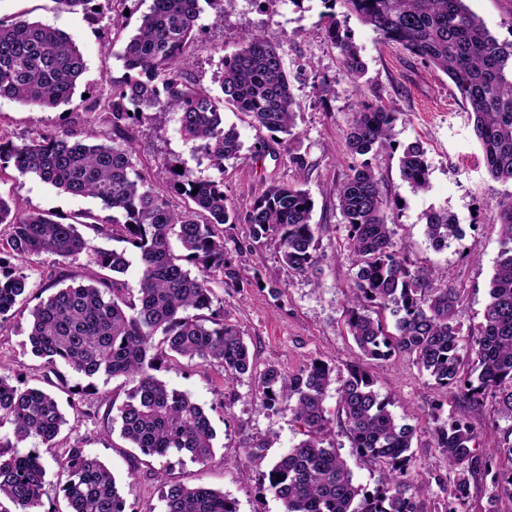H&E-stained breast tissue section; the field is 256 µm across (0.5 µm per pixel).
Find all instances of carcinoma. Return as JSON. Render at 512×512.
Instances as JSON below:
<instances>
[{
	"instance_id": "obj_1",
	"label": "carcinoma",
	"mask_w": 512,
	"mask_h": 512,
	"mask_svg": "<svg viewBox=\"0 0 512 512\" xmlns=\"http://www.w3.org/2000/svg\"><path fill=\"white\" fill-rule=\"evenodd\" d=\"M97 0H57L63 11L91 13ZM326 31L351 78L364 71L346 20L355 17L379 42L398 45L442 71L452 82L473 120L486 170L498 182L512 183V40L500 41L466 5V0H322ZM200 0H152L136 33L119 55L127 78L112 85L103 109L105 132L89 128L43 133L20 144L0 134V169L11 164L73 196L101 203L104 217L85 225L63 223L40 212L21 213L0 196V224H6L8 250H0V328L26 301L29 276L12 264L49 253L63 260L84 259L85 284H72L28 310L24 352L56 369L63 364L89 379L70 389L69 407L90 417L97 413L89 396L92 379L122 377L130 384L126 399L111 404L112 425L130 447L160 459L187 455L205 464L213 458L214 429L204 408L187 393L170 387L157 372L173 357L216 364L231 376L253 371L243 333L224 321L214 307L211 283L219 273L238 280L234 254L269 237L279 238L281 260L300 275L316 271L318 236L324 226L312 222L310 193L273 185L240 211L224 194V162L241 149L233 127L224 125V109L234 108L253 126L280 142L294 137L300 102L284 64L283 47L249 33L241 46L224 55L219 93L192 87L186 79V46L198 29ZM86 70L73 36L39 21H0V98L22 101L39 110L70 101ZM177 115L186 141L202 152L217 178H200L188 167L169 169L168 188L186 197L182 213L170 209L165 193L138 170L133 127L147 113ZM396 113L365 105L352 113L345 131L349 152L365 157L392 148ZM402 180L419 192L430 188L426 150L418 142L402 148ZM197 193H192V190ZM346 224L356 267L348 300L347 326L358 349L340 378L314 361L296 374L276 364L258 376L260 408L287 411L304 439L268 461L253 445L251 461L261 470V489L278 499L283 512H469L471 482L491 477L493 492L484 512H512V426L495 445L472 449L476 434L465 414L434 419L435 447L448 466L451 500L440 504L430 486L417 483L409 454L416 428L400 425L380 398L363 367L369 359L414 357L437 389L453 390L468 405L490 397L499 417L512 422V196L500 203L501 249L490 280L488 301L478 333L462 353L461 329L453 319L459 290L447 273L413 264L395 241L379 179L364 160L330 189ZM242 221L249 237L227 246L223 226ZM425 234L438 249L457 238L445 211L427 216ZM100 239L120 240L135 252L139 266L136 292L119 275L129 268L126 251L108 249ZM178 242L175 253L172 242ZM393 320L373 318L372 310ZM338 384L335 415L352 448L366 465L387 469L385 483L372 492L355 484L347 461L324 434L332 424L325 406L329 388ZM0 501L16 512H41L46 463L34 451L18 452L30 439L48 448L59 442L68 419L57 397L42 388L16 385L0 374ZM66 474L62 491L67 512H127L111 470L80 447L57 461ZM164 512H238L234 500L206 487L166 483Z\"/></svg>"
}]
</instances>
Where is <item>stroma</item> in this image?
<instances>
[{"mask_svg": "<svg viewBox=\"0 0 512 512\" xmlns=\"http://www.w3.org/2000/svg\"><path fill=\"white\" fill-rule=\"evenodd\" d=\"M151 4L152 0H140L137 11L130 13L123 0H104L100 13L93 15L60 10L56 0H0V21H41L58 27L75 38L87 64L67 106L41 111L0 98V132L18 142L49 131L83 130L91 118V102L126 78L118 55L135 34L140 13ZM467 4L493 36L512 40V0H467ZM202 8L199 31L186 49L191 60L189 82L218 92L224 54L238 49L247 33L256 32L270 43L284 45L286 67L301 104L290 146L272 142L263 149L257 145L259 133L249 117L225 109L224 124L235 127L242 144L238 157L224 164L225 195L242 205L272 184L296 185L314 201V223L326 227L319 237L316 275L290 271L280 259L277 240L269 238L236 257V284L214 286L225 321L242 331L256 368L275 363L293 374L322 360L342 376L355 359L357 348L347 333L345 317L356 269L347 230L329 190L356 163L347 150L345 130L364 98L397 113V144L417 141L427 152L430 188L425 192H413L402 181L397 154L383 150L369 161L382 192L399 203L388 214L396 241L418 265L447 271L460 291L454 320L462 334L476 331L500 251L498 203L512 195V185L487 176L468 114L448 77L399 47L381 44L369 27L352 20L350 36L365 65L364 75L352 80L338 49L326 38L322 0H302L298 5L291 0H204ZM219 15L224 18L220 24L215 21ZM135 137L144 172L157 187H166L174 164H185L203 178L216 174L209 160L183 140L174 115L142 122ZM0 196L16 201L22 211L50 214L65 223H83L101 213L98 200L60 192L36 177L19 175L11 166L0 170ZM434 210L447 211L462 232L461 239L440 251L424 234L426 218ZM21 267L30 276L26 301L30 307L54 293L59 269H67L77 281L84 275L82 262L63 267L47 254L31 257ZM275 286L280 289L276 295L271 292ZM23 340L17 326L0 330V356L11 378H23L67 402L68 387L76 383V376L70 373L58 380L56 373L24 353ZM364 367L378 394L390 400L396 419L417 427L411 469L427 484H434L436 476L445 472L430 433L431 410H438L444 420L465 412L477 433L474 446L478 449L492 447L497 430L512 425L491 404L467 408L456 396L438 391L412 357L368 360ZM159 376L170 387L188 393L208 413L215 430L212 460L200 464L183 455L156 459L129 447L119 433L111 431L104 416L111 402L125 399L129 385L121 378L100 379L94 397L99 409L96 417L81 418L73 428L64 429L60 447L46 448L35 440L27 445L47 464L43 512H66L61 490L66 476L54 459L70 446L85 448L108 465L128 512H162L161 489L166 482L224 492L236 501L238 512H282L279 500L260 492L261 478L247 452L256 439L268 441L266 454L271 459L298 444L303 435L291 415L261 412L256 379L248 374L230 378L219 366L180 357ZM327 440L340 448L357 485L370 491L381 483L384 471L359 464L340 425H333Z\"/></svg>", "mask_w": 512, "mask_h": 512, "instance_id": "35a3bbf8", "label": "stroma"}]
</instances>
